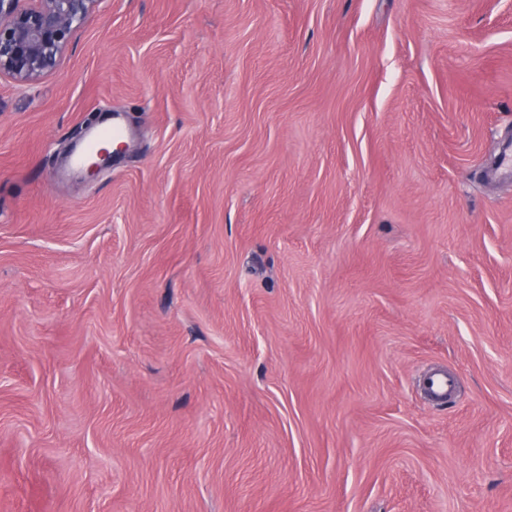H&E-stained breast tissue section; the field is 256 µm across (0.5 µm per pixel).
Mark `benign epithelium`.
I'll list each match as a JSON object with an SVG mask.
<instances>
[{
	"mask_svg": "<svg viewBox=\"0 0 512 512\" xmlns=\"http://www.w3.org/2000/svg\"><path fill=\"white\" fill-rule=\"evenodd\" d=\"M0 0V76L31 85L52 72L72 33L96 12L101 0Z\"/></svg>",
	"mask_w": 512,
	"mask_h": 512,
	"instance_id": "benign-epithelium-1",
	"label": "benign epithelium"
}]
</instances>
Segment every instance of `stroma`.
<instances>
[{"label":"stroma","instance_id":"1","mask_svg":"<svg viewBox=\"0 0 512 512\" xmlns=\"http://www.w3.org/2000/svg\"><path fill=\"white\" fill-rule=\"evenodd\" d=\"M511 138L512 0H102L0 76V512H512ZM123 136V127L120 118L114 117L112 122L97 129L96 134L87 141L84 148L72 158V163L75 167H81L85 161V155L94 149L98 142L103 138H120ZM424 386L432 402L446 404L454 392L456 383L448 371H438L427 376Z\"/></svg>","mask_w":512,"mask_h":512}]
</instances>
